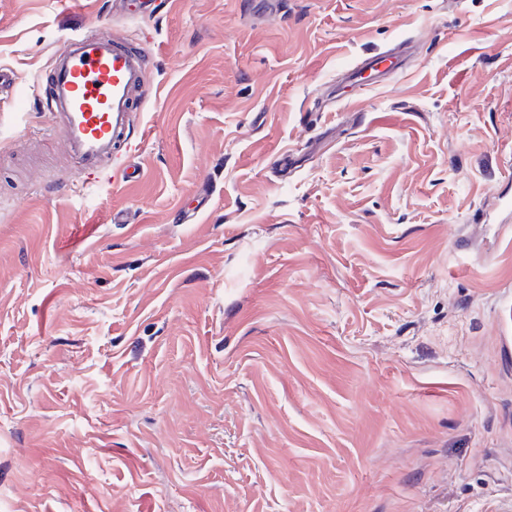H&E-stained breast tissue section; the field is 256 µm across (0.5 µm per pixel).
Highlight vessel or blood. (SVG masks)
Returning a JSON list of instances; mask_svg holds the SVG:
<instances>
[{
    "label": "vessel or blood",
    "mask_w": 512,
    "mask_h": 512,
    "mask_svg": "<svg viewBox=\"0 0 512 512\" xmlns=\"http://www.w3.org/2000/svg\"><path fill=\"white\" fill-rule=\"evenodd\" d=\"M52 108L66 121L72 148L89 168H100L130 130L135 98H148L141 54L111 36L74 40L52 74Z\"/></svg>",
    "instance_id": "obj_1"
}]
</instances>
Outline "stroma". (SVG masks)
Segmentation results:
<instances>
[{"mask_svg": "<svg viewBox=\"0 0 512 512\" xmlns=\"http://www.w3.org/2000/svg\"><path fill=\"white\" fill-rule=\"evenodd\" d=\"M76 33L135 181L43 109ZM1 67L0 512H512V0H0ZM52 74L54 99L47 109H61L72 148L89 168L105 157L130 130L132 96H149L141 54L106 35L97 41L72 40Z\"/></svg>", "mask_w": 512, "mask_h": 512, "instance_id": "35a3bbf8", "label": "stroma"}]
</instances>
